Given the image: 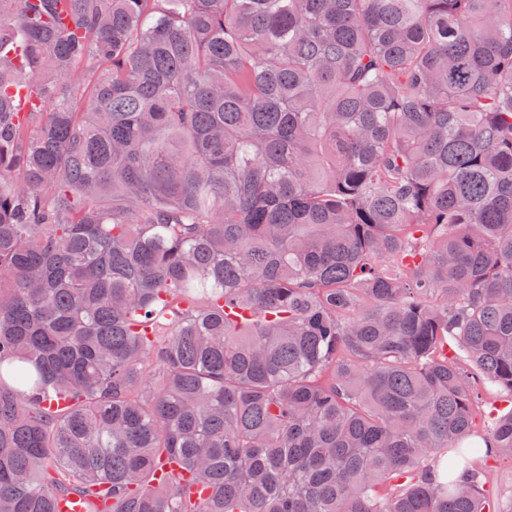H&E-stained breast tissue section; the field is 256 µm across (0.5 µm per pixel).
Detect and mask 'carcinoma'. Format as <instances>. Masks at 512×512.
<instances>
[{"label": "carcinoma", "mask_w": 512, "mask_h": 512, "mask_svg": "<svg viewBox=\"0 0 512 512\" xmlns=\"http://www.w3.org/2000/svg\"><path fill=\"white\" fill-rule=\"evenodd\" d=\"M491 388L512 0H0V512H492ZM101 507L102 504L93 497L70 494L58 497L56 512H98L92 510Z\"/></svg>", "instance_id": "1"}]
</instances>
